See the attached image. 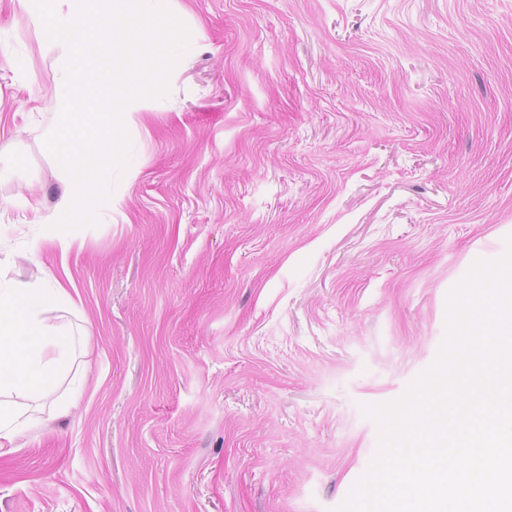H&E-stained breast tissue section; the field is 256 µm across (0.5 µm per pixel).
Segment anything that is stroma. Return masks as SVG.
<instances>
[{
	"mask_svg": "<svg viewBox=\"0 0 512 512\" xmlns=\"http://www.w3.org/2000/svg\"><path fill=\"white\" fill-rule=\"evenodd\" d=\"M167 5L189 46L132 101L97 224L64 232L29 217L61 194L66 58L0 0V275L69 291L56 389L85 381L0 456V512H334L378 449L364 406L512 248V0Z\"/></svg>",
	"mask_w": 512,
	"mask_h": 512,
	"instance_id": "1",
	"label": "stroma"
}]
</instances>
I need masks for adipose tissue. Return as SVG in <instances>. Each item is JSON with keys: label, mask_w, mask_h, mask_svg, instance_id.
<instances>
[{"label": "adipose tissue", "mask_w": 512, "mask_h": 512, "mask_svg": "<svg viewBox=\"0 0 512 512\" xmlns=\"http://www.w3.org/2000/svg\"><path fill=\"white\" fill-rule=\"evenodd\" d=\"M51 303H71L59 282L0 284V453L14 450L20 434L41 424L16 410L11 397L44 393L67 364L71 338L45 318Z\"/></svg>", "instance_id": "obj_1"}]
</instances>
